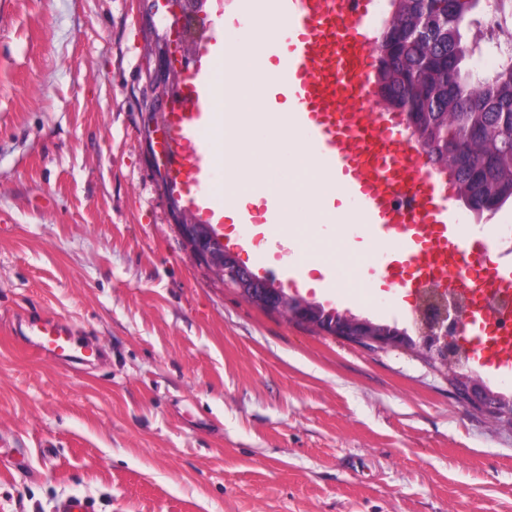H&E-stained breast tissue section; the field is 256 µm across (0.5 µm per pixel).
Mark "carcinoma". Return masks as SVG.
Instances as JSON below:
<instances>
[{
  "instance_id": "cac0c4a2",
  "label": "carcinoma",
  "mask_w": 512,
  "mask_h": 512,
  "mask_svg": "<svg viewBox=\"0 0 512 512\" xmlns=\"http://www.w3.org/2000/svg\"><path fill=\"white\" fill-rule=\"evenodd\" d=\"M482 0H389L377 36L376 74L388 75L387 109L408 122L432 164L480 212L512 201V57L490 78L473 61Z\"/></svg>"
}]
</instances>
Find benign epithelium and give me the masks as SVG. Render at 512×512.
Returning <instances> with one entry per match:
<instances>
[{"mask_svg": "<svg viewBox=\"0 0 512 512\" xmlns=\"http://www.w3.org/2000/svg\"><path fill=\"white\" fill-rule=\"evenodd\" d=\"M176 229L196 261L255 304L327 335L342 338L364 337L383 350H414L439 364L448 374V378H456L467 387L468 398L464 403L480 409L496 422L512 427V414L506 406L508 397L503 393L491 392L484 381L470 378L461 372L465 356L454 340L455 332L462 323V315L456 303L448 302L443 296L438 297L439 319L426 330V336L420 341L411 342L402 333L396 334L387 327L378 326L364 318L350 313L335 316L314 305L294 300L270 281L255 276L241 265L236 254L224 244L223 235L212 224L190 217L180 221Z\"/></svg>", "mask_w": 512, "mask_h": 512, "instance_id": "7a95c632", "label": "benign epithelium"}]
</instances>
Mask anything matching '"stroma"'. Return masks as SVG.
Here are the masks:
<instances>
[{
  "label": "stroma",
  "instance_id": "35a3bbf8",
  "mask_svg": "<svg viewBox=\"0 0 512 512\" xmlns=\"http://www.w3.org/2000/svg\"><path fill=\"white\" fill-rule=\"evenodd\" d=\"M194 26L164 0H0V512H512V428L460 404L439 365L369 350L247 302L184 247L163 184L162 91ZM512 202L458 225L493 241ZM253 273L287 227L221 226ZM275 284L408 326L414 294L373 304ZM99 347L33 353L32 316Z\"/></svg>",
  "mask_w": 512,
  "mask_h": 512
}]
</instances>
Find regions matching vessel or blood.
Returning <instances> with one entry per match:
<instances>
[{"instance_id": "1", "label": "vessel or blood", "mask_w": 512, "mask_h": 512, "mask_svg": "<svg viewBox=\"0 0 512 512\" xmlns=\"http://www.w3.org/2000/svg\"><path fill=\"white\" fill-rule=\"evenodd\" d=\"M374 6L375 0H209L215 19L280 24L281 35L265 45L279 65L277 88L288 100L294 122L306 129L322 173L338 186L375 254L401 246V253L379 265L387 280L413 291L431 273L446 288L511 294V269L480 271L477 256L484 242L451 235L449 228L459 223L461 213L450 203L449 185L430 173L426 153L404 134L399 118L373 109ZM233 64L220 30H212L189 57L188 77L166 116L167 175L197 186L190 205L215 224L226 207L214 190L209 144L216 72ZM240 221L281 224L285 217L276 205L267 204L241 213ZM485 320L481 309H473L466 335L481 345L485 366L511 370L512 337L486 342ZM27 332L36 352L66 362L84 358V343L62 321L36 318Z\"/></svg>"}]
</instances>
